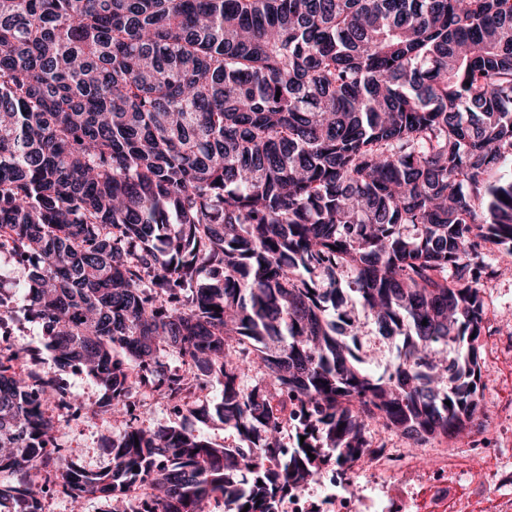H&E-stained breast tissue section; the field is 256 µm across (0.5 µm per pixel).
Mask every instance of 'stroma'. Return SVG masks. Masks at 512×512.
I'll return each mask as SVG.
<instances>
[{
	"mask_svg": "<svg viewBox=\"0 0 512 512\" xmlns=\"http://www.w3.org/2000/svg\"><path fill=\"white\" fill-rule=\"evenodd\" d=\"M486 261L496 274L486 283L482 293L485 305V330L480 338L479 367L483 388L484 415L480 426L463 431L452 438L440 437L413 444L399 433L372 425L368 441L375 448H402L421 462L443 456L466 458L471 449L487 446L496 449L488 466L499 463L500 456L512 453V257L505 249L492 245ZM40 324L28 320L22 303H15L12 320L0 343L24 348L29 353V368L48 364L49 353ZM145 425L160 428L182 423L191 431L203 433L211 442L229 448L242 447L236 432L219 421L201 423L193 418H178L159 391L141 388L138 394ZM56 442L77 464L93 470L107 469L111 457L106 443L119 437L128 419L120 414L104 412L88 419L76 415H54ZM348 477L356 497L368 498V512H383L389 499L410 497L415 512H453L455 501H470L472 512H498L497 496L476 485L462 471L452 476L450 496L439 495L431 477L412 471L401 481H387L357 469H349Z\"/></svg>",
	"mask_w": 512,
	"mask_h": 512,
	"instance_id": "stroma-1",
	"label": "stroma"
}]
</instances>
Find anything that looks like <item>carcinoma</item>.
<instances>
[{
  "label": "carcinoma",
  "instance_id": "cac0c4a2",
  "mask_svg": "<svg viewBox=\"0 0 512 512\" xmlns=\"http://www.w3.org/2000/svg\"><path fill=\"white\" fill-rule=\"evenodd\" d=\"M489 243L512 255V0H0V322L23 300L51 354L0 348V512H273L372 423L479 425ZM356 303L398 350L379 375ZM147 383L250 452L143 427ZM51 406L129 417L108 469ZM61 376L66 380L69 390L84 402L93 404L102 399V390L85 372L73 368L61 372Z\"/></svg>",
  "mask_w": 512,
  "mask_h": 512
}]
</instances>
